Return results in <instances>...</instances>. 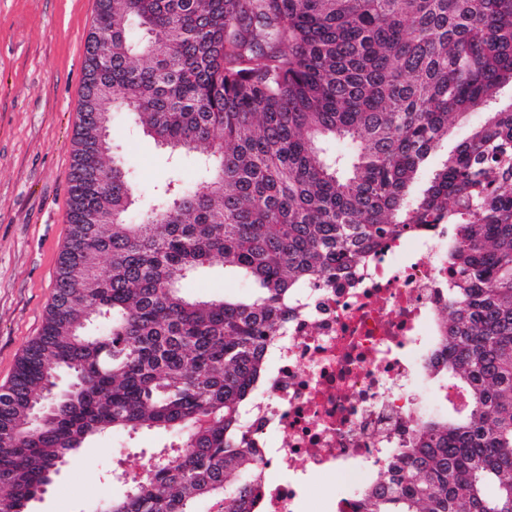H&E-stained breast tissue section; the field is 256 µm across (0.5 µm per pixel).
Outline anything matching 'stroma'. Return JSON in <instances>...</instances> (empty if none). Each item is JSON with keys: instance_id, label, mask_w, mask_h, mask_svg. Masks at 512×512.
<instances>
[{"instance_id": "35a3bbf8", "label": "stroma", "mask_w": 512, "mask_h": 512, "mask_svg": "<svg viewBox=\"0 0 512 512\" xmlns=\"http://www.w3.org/2000/svg\"><path fill=\"white\" fill-rule=\"evenodd\" d=\"M97 0H0V387L38 336L55 292L58 255L68 230L67 173L72 159L85 66V40ZM118 112L110 138L130 167L138 219L156 185H194L193 159L172 166L166 150ZM187 295L246 298L252 286L225 273L220 260L182 283ZM166 433H111L90 441L53 478L33 512H87L99 489L118 494L114 470L136 474Z\"/></svg>"}]
</instances>
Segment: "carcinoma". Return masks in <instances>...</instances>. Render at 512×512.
Returning <instances> with one entry per match:
<instances>
[{"instance_id":"obj_1","label":"carcinoma","mask_w":512,"mask_h":512,"mask_svg":"<svg viewBox=\"0 0 512 512\" xmlns=\"http://www.w3.org/2000/svg\"><path fill=\"white\" fill-rule=\"evenodd\" d=\"M68 181L69 233L40 336L0 390V512H29L89 439L157 430L107 512H254L262 458L243 407L288 297L360 263L416 224H450L455 279L426 366L464 403L425 413L359 496L357 512H512V0H98ZM193 187L154 189L128 218L123 163L92 154V87ZM484 113L423 191H411L456 123ZM332 140L349 144L330 155ZM112 197V223L84 215ZM107 255L112 272L83 264ZM247 299L180 283L214 259ZM72 383L41 424L56 378Z\"/></svg>"}]
</instances>
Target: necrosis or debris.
<instances>
[{
	"label": "necrosis or debris",
	"instance_id": "obj_1",
	"mask_svg": "<svg viewBox=\"0 0 512 512\" xmlns=\"http://www.w3.org/2000/svg\"><path fill=\"white\" fill-rule=\"evenodd\" d=\"M453 245L448 225H420L289 304L244 411L263 458L258 512H301L306 483L328 472L342 482L325 507L352 512L351 492L401 447L438 353Z\"/></svg>",
	"mask_w": 512,
	"mask_h": 512
}]
</instances>
